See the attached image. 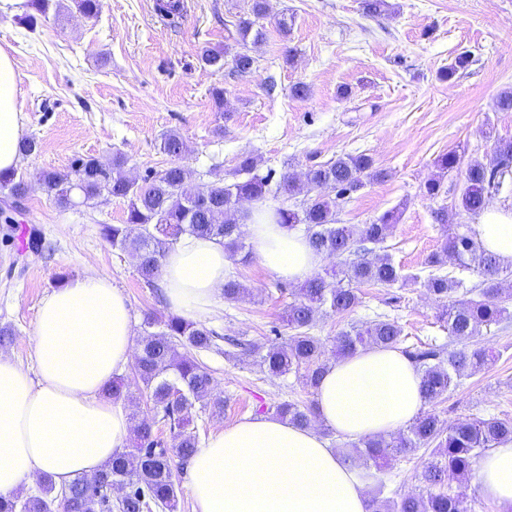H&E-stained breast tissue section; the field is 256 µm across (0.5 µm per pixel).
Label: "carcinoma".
<instances>
[{
    "label": "carcinoma",
    "mask_w": 512,
    "mask_h": 512,
    "mask_svg": "<svg viewBox=\"0 0 512 512\" xmlns=\"http://www.w3.org/2000/svg\"><path fill=\"white\" fill-rule=\"evenodd\" d=\"M76 9L88 19L102 12V0H73ZM51 0H30L33 12L25 15L27 26L35 30L47 17ZM181 0H162L158 10L174 24L183 15ZM255 21L243 18L236 29L235 42L241 51L234 55V67L240 74L249 72L255 62L245 48ZM201 64L217 70L224 68V51L204 47L199 52ZM183 141L175 132L164 135L161 150L174 158L165 169L144 177L142 182L129 180L123 173L125 158L117 156L109 163L95 157H78L66 171H50L41 180L42 191L62 207L71 205L74 194L82 203L107 194L126 202V218L121 224L100 225V235L112 246L127 252L135 261L138 273L149 287L161 274V259L166 251L184 235L208 237L224 244V249L242 260L251 252L239 230L238 213L233 211L240 200L266 206L268 196L282 191L294 195L307 187L310 193L305 206L299 210L270 208V218L289 230L305 226L310 246L319 254L336 257L343 279L335 281L320 274L309 277L295 299L288 305L287 325L293 334L267 348L259 355L260 365L271 376L302 374L305 385L316 388L328 367L324 360L325 343L310 333L318 315L345 314L360 303L356 286L372 283L391 286L407 282L411 277L402 274L387 255L372 258L358 257V246L384 242L401 216L397 210L387 211L371 224L336 223V204L321 194L331 187L337 194L356 191L371 180L383 179L386 174L374 167L366 154L342 155L326 164L307 170L304 183L291 175L272 184L271 174L257 170V159L243 156L237 172L246 174L229 184L214 173L216 180L188 186L191 171L176 162ZM500 159L499 168L488 170L479 161H471L464 171L465 188L459 207L468 213H479L490 206L491 199L512 178V140H499L494 145ZM461 157L451 150L435 162L442 173L460 168ZM0 193L13 199L19 208L26 199L28 188L24 175L14 169L0 171ZM461 265L477 264L485 277L478 298L460 299L463 282L447 275H432L424 282L426 290L448 299L444 319L448 335L461 348L443 358L435 348L403 349L421 373L427 402H434L463 376L481 370L489 354L481 347H470L483 326L499 323L509 314L507 301H512V288L502 287L501 260L482 247L475 236L466 232L447 233L440 250L427 259V267L438 270L447 264L448 257ZM405 341L402 328L388 319H378L362 325H352L336 336V349L346 357L366 347L398 348ZM214 345V334L201 325H193L178 316H171L157 332L144 331L139 339L136 375L150 390L156 413L173 425V447H162L154 432V424L143 418L134 425L135 448L116 452L112 461L92 479L79 478L68 487L58 489L49 478L42 480L39 493L21 500L0 496V512H53L58 506L63 512H112V501L106 491L116 484L127 488L128 496L119 504L120 512H152L161 508L176 512L177 491L172 471V456L187 459L198 448L196 433L188 430L191 409L221 413L224 399L212 393V378L197 362L194 352L208 350ZM275 413L288 422L309 427L313 423V404L284 402ZM512 441V419L489 417L464 420L445 428L439 417L431 412L419 415L405 433L387 438H366L350 444L353 451L345 453L344 461L364 469L381 471L389 452L407 455L421 448H432L433 460L420 474L423 488L398 500H383L385 484L379 483L373 505L375 512H474L472 505L460 494L445 490L448 481L461 482L468 478L473 465L488 449Z\"/></svg>",
    "instance_id": "1"
}]
</instances>
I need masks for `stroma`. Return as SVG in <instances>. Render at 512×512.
I'll return each mask as SVG.
<instances>
[{"label":"stroma","mask_w":512,"mask_h":512,"mask_svg":"<svg viewBox=\"0 0 512 512\" xmlns=\"http://www.w3.org/2000/svg\"><path fill=\"white\" fill-rule=\"evenodd\" d=\"M387 2L386 11L372 16L363 0H265L256 22L262 37L250 49L255 63L245 74L233 71L238 47L227 35L250 17L252 0H184L175 27L165 24L158 0H103L95 20L60 0V10L33 32L21 17L1 16L0 48L18 73L24 135L38 143L18 166L30 190L17 221L38 227L46 244L40 252L24 249L10 225L0 224V326L14 331L0 354L34 371L39 302L60 273L108 277L127 297L135 327L149 315L169 316L163 288L145 285L132 258L100 235L101 225L122 223L125 203L104 195L65 208L41 191L39 180L77 157L106 162L117 155L126 159L128 178L142 179L168 166L159 144L170 131L184 143L181 163L204 182L214 167L232 180L245 155L257 157L261 173L276 181L343 154L371 156L385 179L339 198L336 220L369 224L400 209L399 222L373 251L419 280L360 285L354 311L320 317L312 333L331 350L350 324L389 319L402 327L406 346L456 350L439 319L444 299L420 280L444 239L436 213L454 206L464 178L458 170L443 176L437 198L424 185L439 176V155L454 150L491 168L496 140L512 139V111L496 107L501 92L512 91V0ZM205 46L224 50L223 69L199 64ZM463 52L469 65L442 79L441 70ZM298 83L307 85L306 98L293 97ZM216 88L224 91L220 109L211 96ZM227 274L248 291L236 301L219 299L202 320L218 340L196 357L224 399L223 413L193 410L190 427L203 440L280 403L312 399L298 376H270L257 354L226 353L230 336L263 348L283 341L289 334L283 316L302 281L280 279L255 257L230 261ZM474 342L492 360L426 406L449 425L475 416L512 418V317L482 329ZM123 376L129 413L153 420L157 437L172 447L173 432L156 419L134 368ZM429 457L425 449L391 455L378 474L386 496L417 490Z\"/></svg>","instance_id":"stroma-1"}]
</instances>
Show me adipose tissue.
Here are the masks:
<instances>
[{
	"instance_id": "adipose-tissue-1",
	"label": "adipose tissue",
	"mask_w": 512,
	"mask_h": 512,
	"mask_svg": "<svg viewBox=\"0 0 512 512\" xmlns=\"http://www.w3.org/2000/svg\"><path fill=\"white\" fill-rule=\"evenodd\" d=\"M10 55L0 49V171L20 162L24 132ZM483 247L512 262V209L491 206L473 226ZM246 231L261 263L291 281L323 262L305 236L255 212ZM229 257L217 240L182 237L161 268L169 308L199 322L224 288ZM126 296L110 279L79 275L40 301L34 331L36 375L0 356V495L43 476L56 486L100 471L123 450L132 423L104 390L134 347ZM316 417L347 440L388 436L421 413V375L397 348H367L333 363L314 395ZM194 512H373L371 479L313 428L277 417L246 418L212 435L189 460ZM480 494L512 512V442L477 463Z\"/></svg>"
}]
</instances>
